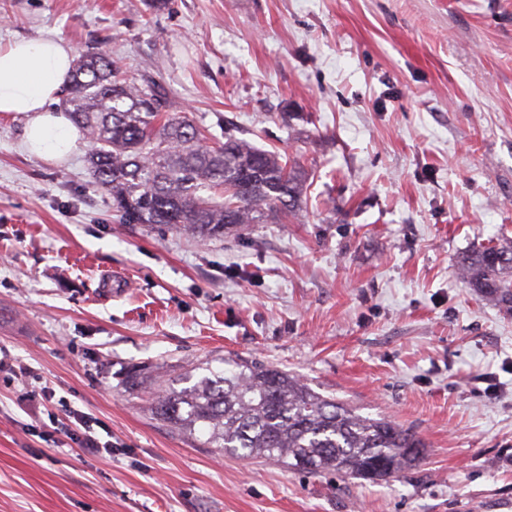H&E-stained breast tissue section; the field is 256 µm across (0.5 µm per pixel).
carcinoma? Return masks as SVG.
Segmentation results:
<instances>
[{"mask_svg": "<svg viewBox=\"0 0 512 512\" xmlns=\"http://www.w3.org/2000/svg\"><path fill=\"white\" fill-rule=\"evenodd\" d=\"M64 104L93 145L88 169L122 224H166L207 241L302 209L299 166L230 133L211 140L172 112L158 86L127 78L103 51L80 53ZM457 275L512 314V245H480ZM206 371L181 390L139 370L126 385L151 389L156 416L208 447L294 470L384 481L416 465L427 448L392 419L364 416L276 367L226 360Z\"/></svg>", "mask_w": 512, "mask_h": 512, "instance_id": "obj_1", "label": "carcinoma"}]
</instances>
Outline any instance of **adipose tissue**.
<instances>
[{"label":"adipose tissue","mask_w":512,"mask_h":512,"mask_svg":"<svg viewBox=\"0 0 512 512\" xmlns=\"http://www.w3.org/2000/svg\"><path fill=\"white\" fill-rule=\"evenodd\" d=\"M72 60L71 48L59 38L0 45V113L24 117L29 151L48 161L73 153L81 143L78 128L54 107Z\"/></svg>","instance_id":"ef3b65f1"}]
</instances>
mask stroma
<instances>
[{
  "label": "stroma",
  "instance_id": "1",
  "mask_svg": "<svg viewBox=\"0 0 512 512\" xmlns=\"http://www.w3.org/2000/svg\"><path fill=\"white\" fill-rule=\"evenodd\" d=\"M57 37L155 81L208 135L306 172L303 210L202 245L118 223L86 168L0 116V348L111 430L0 372V512H512V316L456 274L512 243V0H0V43ZM272 366L417 433L375 483L207 448L127 389ZM64 412L67 421L65 433L66 436L86 455H101L103 453L111 454L112 440H105L101 438L99 431L103 430V425L94 416L85 412L75 409L62 397L58 399L57 403ZM72 425L75 428H72Z\"/></svg>",
  "mask_w": 512,
  "mask_h": 512
}]
</instances>
